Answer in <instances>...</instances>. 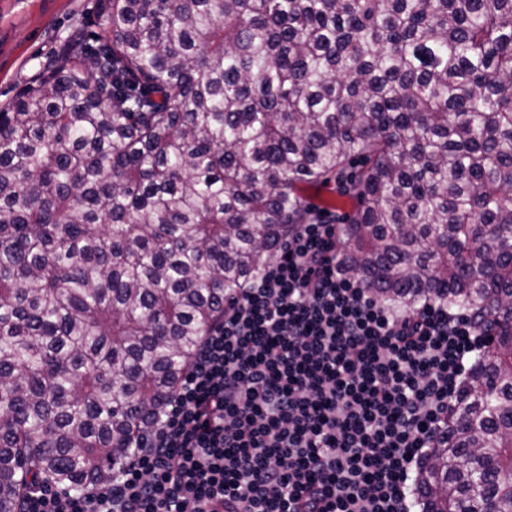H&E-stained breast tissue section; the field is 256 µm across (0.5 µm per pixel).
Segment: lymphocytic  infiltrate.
<instances>
[{
  "label": "lymphocytic infiltrate",
  "mask_w": 512,
  "mask_h": 512,
  "mask_svg": "<svg viewBox=\"0 0 512 512\" xmlns=\"http://www.w3.org/2000/svg\"><path fill=\"white\" fill-rule=\"evenodd\" d=\"M316 212L224 305L154 429L86 492L20 512H416V469L448 428L489 329L405 310L347 274Z\"/></svg>",
  "instance_id": "lymphocytic-infiltrate-1"
}]
</instances>
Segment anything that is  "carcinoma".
I'll list each match as a JSON object with an SVG mask.
<instances>
[{
    "label": "carcinoma",
    "mask_w": 512,
    "mask_h": 512,
    "mask_svg": "<svg viewBox=\"0 0 512 512\" xmlns=\"http://www.w3.org/2000/svg\"><path fill=\"white\" fill-rule=\"evenodd\" d=\"M97 25L0 107V512L126 463L331 174L350 273L495 323L424 512H512V0H103Z\"/></svg>",
    "instance_id": "cac0c4a2"
}]
</instances>
